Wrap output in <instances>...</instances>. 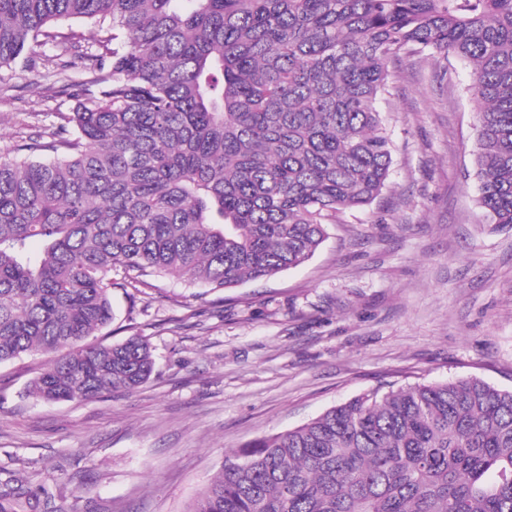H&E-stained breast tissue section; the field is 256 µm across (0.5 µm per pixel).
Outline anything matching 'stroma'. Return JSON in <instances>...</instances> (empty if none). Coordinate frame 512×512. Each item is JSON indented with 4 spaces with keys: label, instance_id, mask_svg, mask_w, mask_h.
<instances>
[{
    "label": "stroma",
    "instance_id": "35a3bbf8",
    "mask_svg": "<svg viewBox=\"0 0 512 512\" xmlns=\"http://www.w3.org/2000/svg\"><path fill=\"white\" fill-rule=\"evenodd\" d=\"M49 69H0V157L70 112ZM390 69L383 194L270 279L113 289L100 340L139 334L155 359L134 391L43 403L27 385L45 355L1 364V471L51 486L61 512H185L225 451L371 388L477 376L512 390V226L476 205L471 69L427 52Z\"/></svg>",
    "mask_w": 512,
    "mask_h": 512
}]
</instances>
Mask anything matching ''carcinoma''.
Instances as JSON below:
<instances>
[{
    "label": "carcinoma",
    "instance_id": "cac0c4a2",
    "mask_svg": "<svg viewBox=\"0 0 512 512\" xmlns=\"http://www.w3.org/2000/svg\"><path fill=\"white\" fill-rule=\"evenodd\" d=\"M45 46L86 75L64 85L75 106L0 158V364L56 354L27 386L44 402L150 379L140 336L94 339L112 289L272 277L377 199L393 165L378 101L405 54L470 65L476 203L512 226V0H0V68ZM54 500L0 479V512ZM186 512H512V390L365 391L227 452Z\"/></svg>",
    "mask_w": 512,
    "mask_h": 512
}]
</instances>
